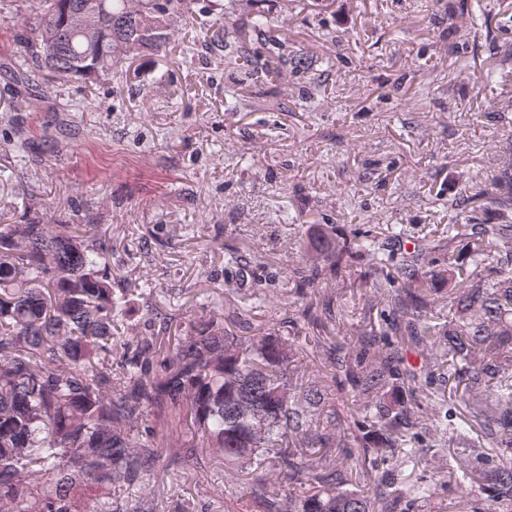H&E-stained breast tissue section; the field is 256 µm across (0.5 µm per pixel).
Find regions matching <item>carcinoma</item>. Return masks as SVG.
I'll return each instance as SVG.
<instances>
[{"mask_svg":"<svg viewBox=\"0 0 512 512\" xmlns=\"http://www.w3.org/2000/svg\"><path fill=\"white\" fill-rule=\"evenodd\" d=\"M99 1L106 37L90 43L78 19ZM179 9H188L187 0H44L25 47L52 76L96 80L112 72L119 46L126 54L165 46L159 30ZM271 24L259 14L240 34L224 33V62L274 74L247 47V34L262 36ZM395 238L402 235L368 230L346 245L333 227L313 224L304 246L321 265L298 275L313 287L325 279L337 296L367 289L398 312L416 346L434 347L421 372L404 368L387 333L371 327L359 329L343 354L332 344L323 368L313 370L303 362L296 319L288 336L271 318L265 332L248 337L191 322L172 352L152 336L126 343L118 327L127 301L101 265L107 243L95 225L62 234L34 220L0 224V502L19 505L18 512H105L100 497L112 487L139 488L157 469L196 459V449L173 440L182 419L226 464L245 469L264 457L291 476L307 473L305 487L288 495L289 512H394L413 491L398 480L415 453L403 449L415 415L403 387L430 373L445 342L472 422L490 448L485 478L493 497L512 506V463L504 460L512 450V147L502 148L489 185L448 201V243L462 244L465 261L451 250L446 264L425 260L444 247L432 231L429 248L396 264ZM392 264L401 292L392 289ZM358 266L374 278L356 273ZM440 283L448 284L451 320L434 342L430 313ZM252 288L239 322L267 301L261 277ZM340 373L365 399L359 419L341 411L331 388ZM335 448L357 449L356 467L365 466L370 449H391L385 491L344 488L331 468ZM282 492V485L269 491L263 512H281Z\"/></svg>","mask_w":512,"mask_h":512,"instance_id":"carcinoma-1","label":"carcinoma"}]
</instances>
